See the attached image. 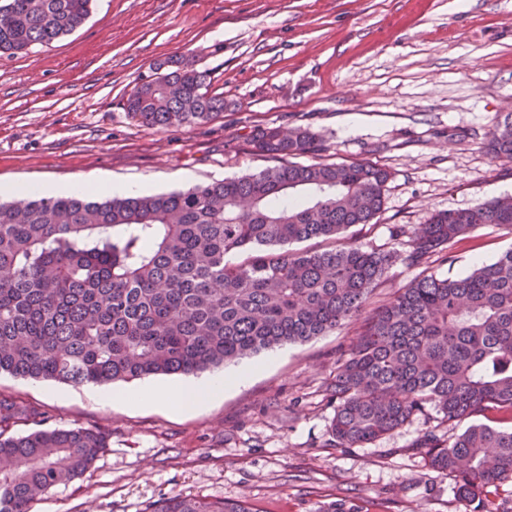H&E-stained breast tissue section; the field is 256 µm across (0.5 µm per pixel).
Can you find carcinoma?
Returning <instances> with one entry per match:
<instances>
[{
	"mask_svg": "<svg viewBox=\"0 0 512 512\" xmlns=\"http://www.w3.org/2000/svg\"><path fill=\"white\" fill-rule=\"evenodd\" d=\"M92 0H3L0 52L48 45L80 27ZM124 103L143 126L207 122L224 96L204 91L210 72L169 59ZM512 158V115L488 133ZM272 159L319 151L305 128L261 129ZM390 178L369 163L290 161L186 191L99 199L92 194L0 203V373L63 384L109 385L195 374L275 345L307 341L358 314L398 254L357 244L320 253L286 246L334 239L382 211ZM304 191L309 200L278 202ZM512 231V198L438 212L413 230L404 260L440 253L470 230ZM247 254L232 264L228 256ZM338 448L372 443L427 405L450 423L495 406L512 410V249L459 278L426 276L374 309L338 360L330 385ZM25 421L34 428L14 433ZM42 412L0 398V512H30L58 484L83 475L110 434L43 428ZM430 467L457 479L459 497L500 512L491 490L512 482V429L472 423L454 440L417 446ZM150 512H252L240 503L174 495Z\"/></svg>",
	"mask_w": 512,
	"mask_h": 512,
	"instance_id": "1",
	"label": "carcinoma"
}]
</instances>
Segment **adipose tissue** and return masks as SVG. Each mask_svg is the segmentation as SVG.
<instances>
[{
    "label": "adipose tissue",
    "instance_id": "adipose-tissue-1",
    "mask_svg": "<svg viewBox=\"0 0 512 512\" xmlns=\"http://www.w3.org/2000/svg\"><path fill=\"white\" fill-rule=\"evenodd\" d=\"M251 378L250 371H241L227 376L221 373L205 379L187 377L171 390L145 386L134 393L115 391L111 394L115 402H142L161 405L173 410H186L204 405L223 395L225 389L240 386Z\"/></svg>",
    "mask_w": 512,
    "mask_h": 512
}]
</instances>
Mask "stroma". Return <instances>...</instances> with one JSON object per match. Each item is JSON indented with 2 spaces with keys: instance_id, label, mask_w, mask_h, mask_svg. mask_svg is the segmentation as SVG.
Instances as JSON below:
<instances>
[{
  "instance_id": "stroma-1",
  "label": "stroma",
  "mask_w": 512,
  "mask_h": 512,
  "mask_svg": "<svg viewBox=\"0 0 512 512\" xmlns=\"http://www.w3.org/2000/svg\"><path fill=\"white\" fill-rule=\"evenodd\" d=\"M195 56L230 107L195 125L146 127L124 103L169 58ZM512 113V0H92L83 25L49 45L0 55V184L131 183L157 193L274 166L250 144L260 128L309 129L322 149L302 163L387 168L382 212L347 239L399 253L376 308L433 275L456 278L512 249L482 226L449 259L409 264L407 233L440 211L512 194V160L486 134ZM324 335L225 366L244 385L196 410L112 403L101 386L0 374V396L37 405L60 428L96 426L109 448L31 512H148L181 494L257 512H470L452 475L415 446L448 424L433 407L360 448L331 434L336 361L361 330Z\"/></svg>"
}]
</instances>
